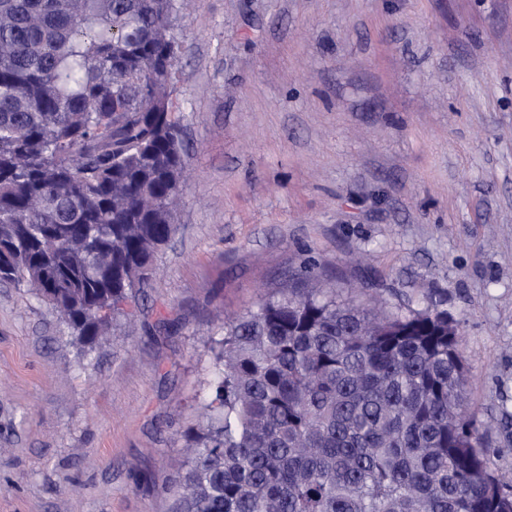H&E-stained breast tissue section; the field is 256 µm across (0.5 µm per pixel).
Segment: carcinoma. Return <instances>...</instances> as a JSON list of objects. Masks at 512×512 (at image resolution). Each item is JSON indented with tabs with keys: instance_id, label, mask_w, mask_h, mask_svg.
Wrapping results in <instances>:
<instances>
[{
	"instance_id": "1",
	"label": "carcinoma",
	"mask_w": 512,
	"mask_h": 512,
	"mask_svg": "<svg viewBox=\"0 0 512 512\" xmlns=\"http://www.w3.org/2000/svg\"><path fill=\"white\" fill-rule=\"evenodd\" d=\"M178 0H0V280L87 350L175 234ZM179 512H512L448 313L307 270L224 318Z\"/></svg>"
}]
</instances>
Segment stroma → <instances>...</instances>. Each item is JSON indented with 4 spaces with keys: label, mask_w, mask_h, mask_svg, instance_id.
Masks as SVG:
<instances>
[{
    "label": "stroma",
    "mask_w": 512,
    "mask_h": 512,
    "mask_svg": "<svg viewBox=\"0 0 512 512\" xmlns=\"http://www.w3.org/2000/svg\"><path fill=\"white\" fill-rule=\"evenodd\" d=\"M174 36L186 184L135 331L83 352L0 283V512H177L210 340L312 259L439 300L512 471V0H189Z\"/></svg>",
    "instance_id": "1"
}]
</instances>
